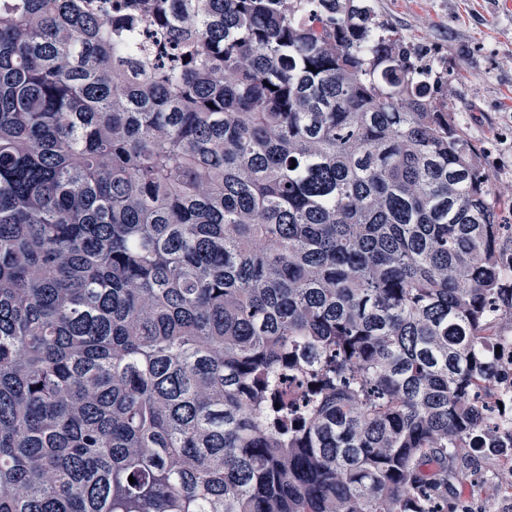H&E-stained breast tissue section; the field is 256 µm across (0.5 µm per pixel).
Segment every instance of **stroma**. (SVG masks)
Instances as JSON below:
<instances>
[{
	"mask_svg": "<svg viewBox=\"0 0 512 512\" xmlns=\"http://www.w3.org/2000/svg\"><path fill=\"white\" fill-rule=\"evenodd\" d=\"M426 60L448 73V98L512 204V0H368Z\"/></svg>",
	"mask_w": 512,
	"mask_h": 512,
	"instance_id": "35a3bbf8",
	"label": "stroma"
}]
</instances>
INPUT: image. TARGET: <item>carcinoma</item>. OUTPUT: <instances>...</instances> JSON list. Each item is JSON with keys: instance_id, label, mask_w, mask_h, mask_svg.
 I'll list each match as a JSON object with an SVG mask.
<instances>
[{"instance_id": "carcinoma-1", "label": "carcinoma", "mask_w": 512, "mask_h": 512, "mask_svg": "<svg viewBox=\"0 0 512 512\" xmlns=\"http://www.w3.org/2000/svg\"><path fill=\"white\" fill-rule=\"evenodd\" d=\"M499 207L366 0H0V512H512ZM496 347L501 351L496 352ZM492 359L498 364V369L487 376L482 387L488 399L498 409L496 426L499 432L510 435L512 432V347L510 341L499 338L487 345ZM503 404V410H500Z\"/></svg>"}]
</instances>
